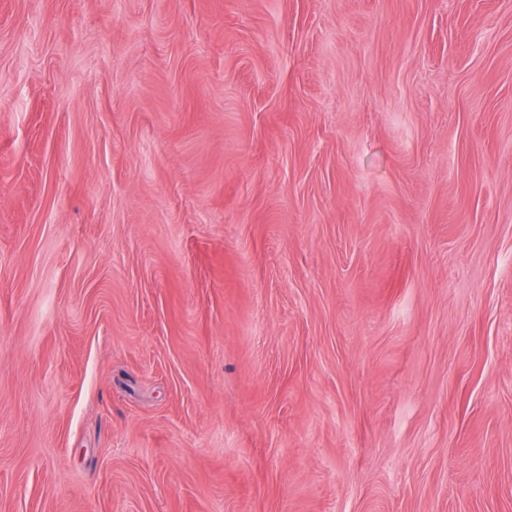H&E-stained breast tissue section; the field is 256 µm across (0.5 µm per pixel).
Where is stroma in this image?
I'll use <instances>...</instances> for the list:
<instances>
[{
  "instance_id": "1",
  "label": "stroma",
  "mask_w": 512,
  "mask_h": 512,
  "mask_svg": "<svg viewBox=\"0 0 512 512\" xmlns=\"http://www.w3.org/2000/svg\"><path fill=\"white\" fill-rule=\"evenodd\" d=\"M0 512H512V0H0Z\"/></svg>"
}]
</instances>
